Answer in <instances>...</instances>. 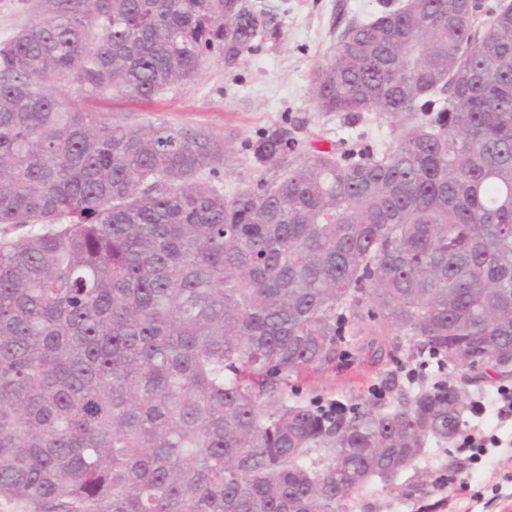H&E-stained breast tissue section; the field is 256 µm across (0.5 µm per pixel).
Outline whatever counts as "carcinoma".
<instances>
[{
  "instance_id": "obj_1",
  "label": "carcinoma",
  "mask_w": 512,
  "mask_h": 512,
  "mask_svg": "<svg viewBox=\"0 0 512 512\" xmlns=\"http://www.w3.org/2000/svg\"><path fill=\"white\" fill-rule=\"evenodd\" d=\"M241 0H41L0 43V500L31 512H336L462 434L512 352V3L404 0L353 22L314 85L394 145L249 142L280 171L224 193L205 127L152 102L270 35ZM437 378L324 403L294 381L364 321Z\"/></svg>"
}]
</instances>
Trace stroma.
Listing matches in <instances>:
<instances>
[{
	"instance_id": "1",
	"label": "stroma",
	"mask_w": 512,
	"mask_h": 512,
	"mask_svg": "<svg viewBox=\"0 0 512 512\" xmlns=\"http://www.w3.org/2000/svg\"><path fill=\"white\" fill-rule=\"evenodd\" d=\"M274 15L276 38L265 39L237 67L210 59L191 81L162 100L143 104L105 97L85 103L88 112L117 119L150 118L178 126H205L224 137L234 152L224 170V186L256 185L272 178L244 145L258 132L289 123L297 126L301 147L358 143L392 146L404 124L402 117L377 113L356 124L317 111L313 88L319 68L332 53L338 34L351 22L392 8L398 0H254ZM409 341L394 330L378 329L360 342L343 344L344 356L323 372L300 379L302 396L322 399H374L386 379L407 384L413 364L406 359ZM512 388V377H492L471 389L464 411L462 436L431 444L414 469L393 482L367 485L340 512H512V425L497 418L495 398ZM496 437L498 446L472 448L474 434ZM424 482L425 494L403 498L400 486Z\"/></svg>"
}]
</instances>
